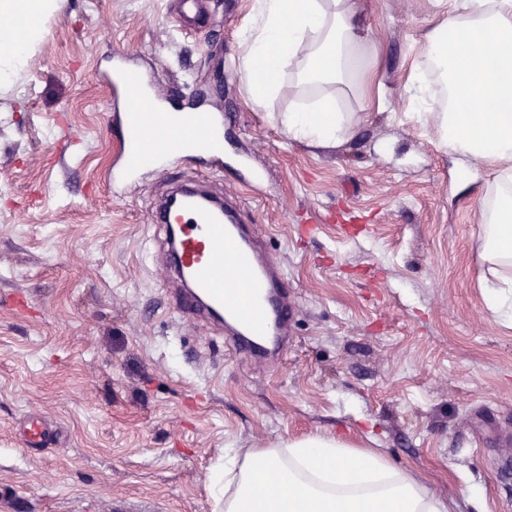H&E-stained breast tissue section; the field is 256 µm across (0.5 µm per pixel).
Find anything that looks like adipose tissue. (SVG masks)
Listing matches in <instances>:
<instances>
[{"label": "adipose tissue", "instance_id": "1", "mask_svg": "<svg viewBox=\"0 0 512 512\" xmlns=\"http://www.w3.org/2000/svg\"><path fill=\"white\" fill-rule=\"evenodd\" d=\"M431 28L404 89L440 147L489 168L480 194L485 306L512 326V0H432ZM65 0H0V85L27 66L49 18ZM259 22L241 38L240 74L251 98L288 97L278 120L316 147L352 139L360 119L386 111L380 56L361 17L362 0H257ZM218 512H453L412 472L375 448L311 434L269 448H228L210 470Z\"/></svg>", "mask_w": 512, "mask_h": 512}]
</instances>
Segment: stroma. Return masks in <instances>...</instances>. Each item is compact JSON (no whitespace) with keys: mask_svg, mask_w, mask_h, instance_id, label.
I'll list each match as a JSON object with an SVG mask.
<instances>
[{"mask_svg":"<svg viewBox=\"0 0 512 512\" xmlns=\"http://www.w3.org/2000/svg\"><path fill=\"white\" fill-rule=\"evenodd\" d=\"M204 2L186 31L175 0H65L0 89V512H213L207 475L227 446L314 433L380 449L457 512H512V329L479 288L486 173L444 152L404 91L430 0H366L391 108L332 147L288 136V98L251 100L253 0ZM119 56L176 87L172 105L222 108L224 164L175 155L112 188ZM239 152L264 169L257 187ZM187 181L287 271L282 354L236 353L227 328L184 311L151 214ZM31 414L61 431L37 452L18 430Z\"/></svg>","mask_w":512,"mask_h":512,"instance_id":"1","label":"stroma"}]
</instances>
